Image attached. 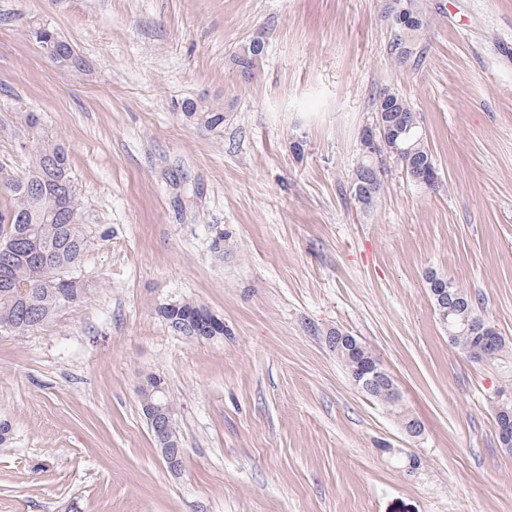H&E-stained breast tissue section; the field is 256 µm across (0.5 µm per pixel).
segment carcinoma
Instances as JSON below:
<instances>
[{"instance_id":"carcinoma-1","label":"carcinoma","mask_w":512,"mask_h":512,"mask_svg":"<svg viewBox=\"0 0 512 512\" xmlns=\"http://www.w3.org/2000/svg\"><path fill=\"white\" fill-rule=\"evenodd\" d=\"M391 32L389 51L393 63L398 67L413 65L422 31L410 33L393 24ZM32 36L59 67L84 69V59L54 28L46 25L42 33L35 28ZM263 51V43L250 44L238 60L242 73H250ZM386 92V88L379 90L375 108L386 110L392 133L381 144L379 156L395 159L403 154L404 160L398 164L405 166L409 177L420 168L436 169L417 113L399 94L387 99ZM187 116L211 130L224 124V113L218 109L198 112L191 104ZM40 121L37 113H27L25 123L32 140L18 142V149L31 155L28 171L17 176L8 165L0 166V194L8 200V207L0 210V255L7 254V261L0 262V332L16 335L47 323L63 309L82 302L86 295L80 265L90 240L81 224L82 206L71 176L69 155L64 145L40 135ZM373 168L375 174L369 177L360 195L354 196L356 204L365 210L375 205L383 187L382 162L374 161ZM443 285L448 293L459 297L444 323L450 342L472 362L490 368L512 359V342L499 333L490 337L481 353H472L471 346L482 340L479 329L474 327L478 302L446 280ZM160 313L168 327L181 336L224 335V325L192 302L168 304ZM372 400L401 424L415 420L402 401L390 399L383 390Z\"/></svg>"}]
</instances>
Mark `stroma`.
Returning <instances> with one entry per match:
<instances>
[{"label": "stroma", "instance_id": "obj_1", "mask_svg": "<svg viewBox=\"0 0 512 512\" xmlns=\"http://www.w3.org/2000/svg\"><path fill=\"white\" fill-rule=\"evenodd\" d=\"M386 0H0V163L25 115L62 143L91 245L88 293L25 335L0 333V512H512V453L492 397L512 367L448 339L425 278L445 277L512 340V0H422L417 65L395 67ZM47 24L86 59L60 69ZM264 52L250 76L237 59ZM417 112L440 172L386 160L350 185L378 91ZM217 108L208 130L187 103ZM224 233V256L210 251ZM190 301L223 336L186 338ZM357 336L424 435L409 444L328 345ZM167 382L186 450L173 477L142 414ZM206 308L192 302L168 304L160 313L168 327L181 336L197 339L204 336H223L224 322L220 324ZM160 379H161V384L163 386V390L154 393L153 398H154L155 402H158L159 404L163 405L165 407V409L168 411V413L171 414L174 418L175 412H174L173 403L170 400L166 382L160 375H158L156 373H146L145 375H143V381L146 384V387L142 386L139 389L141 400L143 397H145V395L149 391L152 390L153 382L154 381L157 382Z\"/></svg>", "mask_w": 512, "mask_h": 512}]
</instances>
